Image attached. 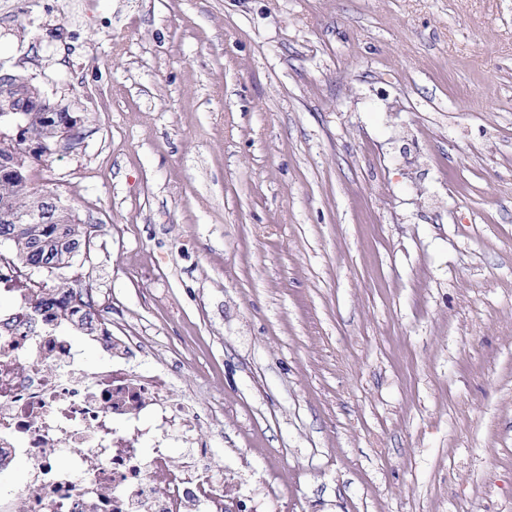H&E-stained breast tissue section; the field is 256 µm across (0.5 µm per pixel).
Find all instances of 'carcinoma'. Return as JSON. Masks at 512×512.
I'll return each instance as SVG.
<instances>
[{"label": "carcinoma", "instance_id": "cac0c4a2", "mask_svg": "<svg viewBox=\"0 0 512 512\" xmlns=\"http://www.w3.org/2000/svg\"><path fill=\"white\" fill-rule=\"evenodd\" d=\"M9 78L0 72V106L21 109L25 97L41 95V90L27 82L20 90L9 89ZM59 139V130L54 126L38 123L37 116H29V127L14 140L0 139V158L8 160L17 171L14 176L0 177V239L12 246L14 261L30 269L51 265L57 279L43 285L42 304L52 311L58 325L75 327V330L93 336L99 325L95 318L92 300H87L84 315L76 320L69 313L70 301L84 286L73 284L64 277V272L73 267L80 254L76 247L89 240L88 225L82 223L72 206H67V217L58 224H35L28 220L27 211L39 195L47 189L33 183L29 168L34 163H43L52 153V146Z\"/></svg>", "mask_w": 512, "mask_h": 512}]
</instances>
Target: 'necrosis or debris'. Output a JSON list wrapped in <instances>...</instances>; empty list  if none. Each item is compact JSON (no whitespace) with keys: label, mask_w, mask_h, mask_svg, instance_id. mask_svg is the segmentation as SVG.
<instances>
[{"label":"necrosis or debris","mask_w":512,"mask_h":512,"mask_svg":"<svg viewBox=\"0 0 512 512\" xmlns=\"http://www.w3.org/2000/svg\"><path fill=\"white\" fill-rule=\"evenodd\" d=\"M0 291L15 298L0 310V512H234L197 406L172 393L167 373L138 372L131 353L144 342L113 335L109 306L96 307L106 357L90 367L6 255ZM175 439L186 447L178 462Z\"/></svg>","instance_id":"1"}]
</instances>
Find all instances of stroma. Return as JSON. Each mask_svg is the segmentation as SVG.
<instances>
[{
    "label": "stroma",
    "instance_id": "1",
    "mask_svg": "<svg viewBox=\"0 0 512 512\" xmlns=\"http://www.w3.org/2000/svg\"><path fill=\"white\" fill-rule=\"evenodd\" d=\"M0 66L249 512H512V0H0Z\"/></svg>",
    "mask_w": 512,
    "mask_h": 512
}]
</instances>
